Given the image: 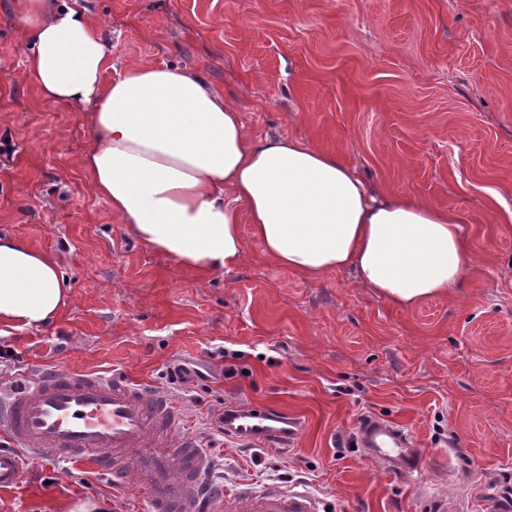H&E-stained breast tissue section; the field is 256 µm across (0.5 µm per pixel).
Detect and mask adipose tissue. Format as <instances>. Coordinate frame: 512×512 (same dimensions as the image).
Here are the masks:
<instances>
[{"label": "adipose tissue", "mask_w": 512, "mask_h": 512, "mask_svg": "<svg viewBox=\"0 0 512 512\" xmlns=\"http://www.w3.org/2000/svg\"><path fill=\"white\" fill-rule=\"evenodd\" d=\"M11 10L43 98L87 112L95 194L147 247L204 276L228 272L246 219L267 258L313 280L349 269L400 306L462 287L471 254L456 215L387 196L303 140L250 137L201 73L131 64L108 78L111 49L75 0ZM69 292L53 255L0 234V335L48 325Z\"/></svg>", "instance_id": "obj_1"}]
</instances>
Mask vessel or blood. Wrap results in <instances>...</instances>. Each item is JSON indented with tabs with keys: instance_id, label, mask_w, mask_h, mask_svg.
I'll use <instances>...</instances> for the list:
<instances>
[{
	"instance_id": "vessel-or-blood-1",
	"label": "vessel or blood",
	"mask_w": 512,
	"mask_h": 512,
	"mask_svg": "<svg viewBox=\"0 0 512 512\" xmlns=\"http://www.w3.org/2000/svg\"><path fill=\"white\" fill-rule=\"evenodd\" d=\"M225 435L262 448L294 447L305 428L295 414L266 405L224 407ZM0 487L16 485L20 452L87 462L117 484L136 478L147 512H324L305 489H243L214 499L207 481L211 457L185 432L184 415L167 395L122 373L47 369L34 382L15 381L0 394ZM355 445L367 460L395 475L422 469L423 453L402 424L360 416Z\"/></svg>"
}]
</instances>
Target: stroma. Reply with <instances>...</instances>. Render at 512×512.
<instances>
[{
	"label": "stroma",
	"instance_id": "obj_1",
	"mask_svg": "<svg viewBox=\"0 0 512 512\" xmlns=\"http://www.w3.org/2000/svg\"><path fill=\"white\" fill-rule=\"evenodd\" d=\"M112 64L203 73L250 136H291L368 183L457 215L472 250L462 288L400 307L338 271L313 282L266 259L242 224V263L212 277L141 244L83 171L86 115L46 101L0 0V233L55 255L71 287L58 318L0 335V389L49 366L122 370L185 411L231 491L305 486L329 512H437L512 495V0H80ZM237 352L227 361L223 351ZM195 364L181 382L171 369ZM228 402L301 416L292 451L216 424ZM405 425L419 474L348 442L356 419ZM0 512H70L104 498L144 512L134 485L87 463L23 456Z\"/></svg>",
	"mask_w": 512,
	"mask_h": 512
}]
</instances>
